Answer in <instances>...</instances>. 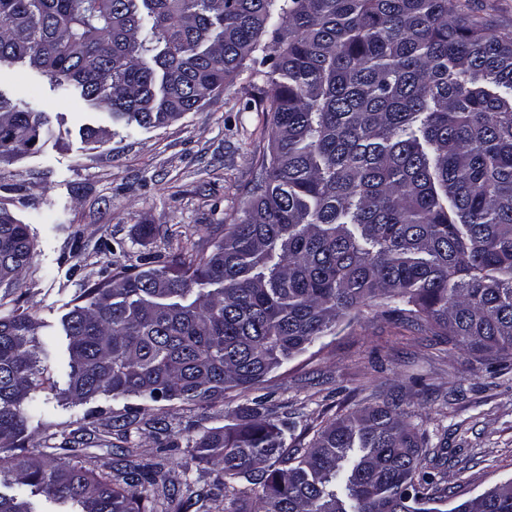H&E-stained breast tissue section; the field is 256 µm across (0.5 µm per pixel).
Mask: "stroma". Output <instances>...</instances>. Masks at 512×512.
I'll use <instances>...</instances> for the list:
<instances>
[{"instance_id":"35a3bbf8","label":"stroma","mask_w":512,"mask_h":512,"mask_svg":"<svg viewBox=\"0 0 512 512\" xmlns=\"http://www.w3.org/2000/svg\"><path fill=\"white\" fill-rule=\"evenodd\" d=\"M0 94L46 112L51 127L35 153L0 164V206L27 224L33 241L19 284L0 287V315L17 311L39 323L40 337L55 344L49 366L62 386L68 371L62 320L87 289L119 272L137 274L145 263L162 264L180 244L209 249L212 241L198 236V225L232 223L248 201L268 151L269 100L244 72L168 125L131 132L115 124L111 139L92 143L81 129L99 124L102 111L79 95L61 96L50 76L20 64L0 66ZM145 224L156 233L143 235ZM384 310L378 300L361 306L335 334L269 375L263 394L294 423L289 450L307 448L321 424L381 394L399 399L418 423L443 477L448 510L512 480V364L468 362ZM252 397L234 388L203 409L134 397L73 406L50 394L25 446L65 463L64 438L129 414L139 428L89 447L88 468L110 472L125 447L154 458L164 440L174 461L188 463L187 479L207 488L224 474L192 461L188 448L204 430L230 424L232 412Z\"/></svg>"}]
</instances>
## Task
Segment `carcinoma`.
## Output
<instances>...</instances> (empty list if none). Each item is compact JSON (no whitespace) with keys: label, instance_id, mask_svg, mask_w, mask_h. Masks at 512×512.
I'll return each mask as SVG.
<instances>
[{"label":"carcinoma","instance_id":"carcinoma-1","mask_svg":"<svg viewBox=\"0 0 512 512\" xmlns=\"http://www.w3.org/2000/svg\"><path fill=\"white\" fill-rule=\"evenodd\" d=\"M271 32L278 55L266 54ZM49 75L112 122L143 129L193 112L244 70L267 86L269 153L211 251L115 276L63 320L72 404L101 396L210 404L257 388L361 304L476 361L512 358V31L457 0H0V64ZM44 112L0 94V161L33 153ZM0 208V284L32 255ZM39 324L0 317V487L69 512H154L178 486L128 449L115 474L18 453L27 411L56 381ZM287 414L258 396L210 428L191 459L261 488L254 512H512V481L455 507L424 470L396 398L321 426L288 453ZM0 512H36L0 492Z\"/></svg>","mask_w":512,"mask_h":512}]
</instances>
